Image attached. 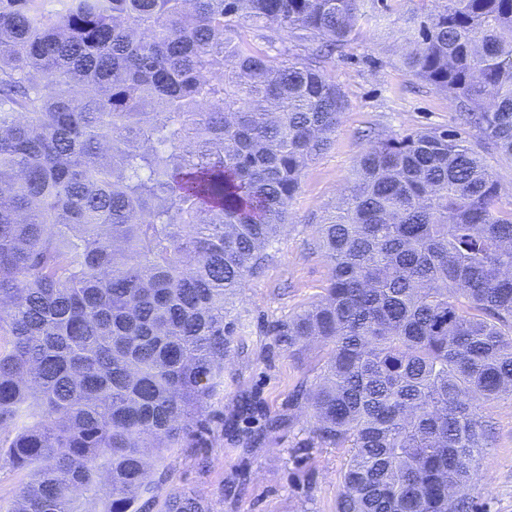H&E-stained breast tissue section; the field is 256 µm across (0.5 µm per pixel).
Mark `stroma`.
<instances>
[{
	"label": "stroma",
	"mask_w": 512,
	"mask_h": 512,
	"mask_svg": "<svg viewBox=\"0 0 512 512\" xmlns=\"http://www.w3.org/2000/svg\"><path fill=\"white\" fill-rule=\"evenodd\" d=\"M381 6V0H366V10L381 12V20L359 28L354 42L326 62L344 99L339 124L328 150L306 170L284 232L229 305L235 333L224 385L207 404L209 445L169 453L174 484L208 499L216 512H336L343 454L306 447L307 434L297 425L282 427L253 448L225 428L244 393L260 400L268 415L288 417L294 388L316 373L321 352L297 358L276 342L271 327L300 313L331 276L315 246V228L352 178L367 146L364 131L400 136L453 123L454 105L399 61L412 0H397L387 12ZM488 416L494 438L472 495L485 512H512V400L493 403Z\"/></svg>",
	"instance_id": "obj_1"
}]
</instances>
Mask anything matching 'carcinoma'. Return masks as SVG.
<instances>
[{
    "label": "carcinoma",
    "instance_id": "carcinoma-1",
    "mask_svg": "<svg viewBox=\"0 0 512 512\" xmlns=\"http://www.w3.org/2000/svg\"><path fill=\"white\" fill-rule=\"evenodd\" d=\"M365 0H0L4 512H214L171 484L210 433L227 304L257 273L344 101L324 70ZM401 65L456 126L378 133L317 225L332 268L273 327L320 372L292 394L347 455L337 512H478L512 398V208L473 143L512 158V0H416ZM248 28L292 35L307 54ZM255 444L293 420L242 396ZM28 481L25 472L15 471L9 466L0 468V500L6 505L12 502L23 483Z\"/></svg>",
    "mask_w": 512,
    "mask_h": 512
}]
</instances>
